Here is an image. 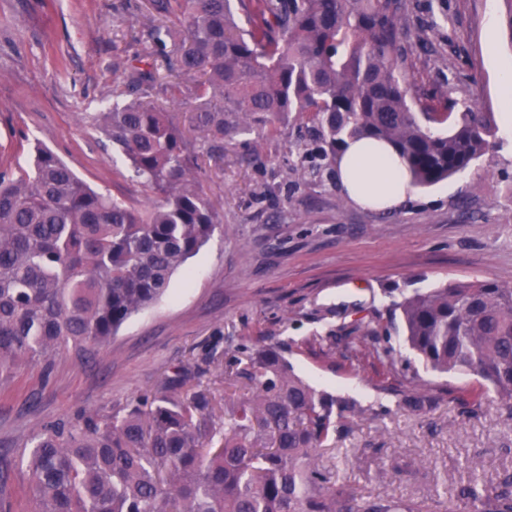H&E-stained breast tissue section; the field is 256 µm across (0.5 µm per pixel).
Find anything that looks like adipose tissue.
Segmentation results:
<instances>
[{
    "mask_svg": "<svg viewBox=\"0 0 512 512\" xmlns=\"http://www.w3.org/2000/svg\"><path fill=\"white\" fill-rule=\"evenodd\" d=\"M336 171L345 194L363 208L391 210L413 194L404 161L385 143L348 141L336 157Z\"/></svg>",
    "mask_w": 512,
    "mask_h": 512,
    "instance_id": "obj_1",
    "label": "adipose tissue"
}]
</instances>
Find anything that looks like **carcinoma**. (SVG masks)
Listing matches in <instances>:
<instances>
[{
	"instance_id": "1",
	"label": "carcinoma",
	"mask_w": 512,
	"mask_h": 512,
	"mask_svg": "<svg viewBox=\"0 0 512 512\" xmlns=\"http://www.w3.org/2000/svg\"><path fill=\"white\" fill-rule=\"evenodd\" d=\"M183 34L159 26L142 66L119 61L124 90L88 116L139 179L141 209L99 192L49 150L31 171L0 170V386L62 348L100 347L158 302L174 273L213 236L219 214L197 179L195 144L214 164L224 139L276 130L294 116L310 139L301 170L336 159L349 139L391 144L411 182L430 186L493 147L481 112L435 109L418 119L403 70L408 0H151ZM174 73L158 83L157 61ZM190 109L188 128L150 100L155 89ZM448 131H443V126ZM409 347L439 373L481 380L512 418V285L448 283L393 303ZM394 322L368 321L347 343L391 369ZM215 395L180 372L121 416L89 410L32 434L27 469L36 512H424L411 499L362 497L336 481L321 450L372 407L319 390L285 350L245 351L220 370ZM425 413L418 384L401 394ZM460 512H512V473L471 471L454 490Z\"/></svg>"
}]
</instances>
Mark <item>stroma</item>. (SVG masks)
Returning a JSON list of instances; mask_svg holds the SVG:
<instances>
[{
    "mask_svg": "<svg viewBox=\"0 0 512 512\" xmlns=\"http://www.w3.org/2000/svg\"><path fill=\"white\" fill-rule=\"evenodd\" d=\"M507 9L505 0H410L404 70L416 111L461 112L471 103L500 122L498 77L512 70ZM421 25L424 46L414 35ZM154 26L149 0H0V166L29 167L35 148L46 147L92 188L143 205L132 172L84 116L111 108L123 87L116 59L149 47ZM307 137L289 121L269 136L240 133L221 164L200 155V185L221 223L168 294L106 345L61 350L50 376L23 368L0 390V462L9 463L13 512L35 507L20 439L84 410L122 412L179 369L223 390L215 363L243 345L287 344L301 376L373 407L322 458L359 495L455 512L448 490L470 467L512 470L505 411L461 416L478 377L427 369L400 333L389 371L309 344L385 320L405 293L484 279L512 284V134L497 132L496 148L469 169L415 188L393 211L356 206L330 170L297 175ZM414 380L436 398L422 415L394 397ZM406 461L419 463L416 478L393 480L392 467Z\"/></svg>",
    "mask_w": 512,
    "mask_h": 512,
    "instance_id": "stroma-1",
    "label": "stroma"
}]
</instances>
